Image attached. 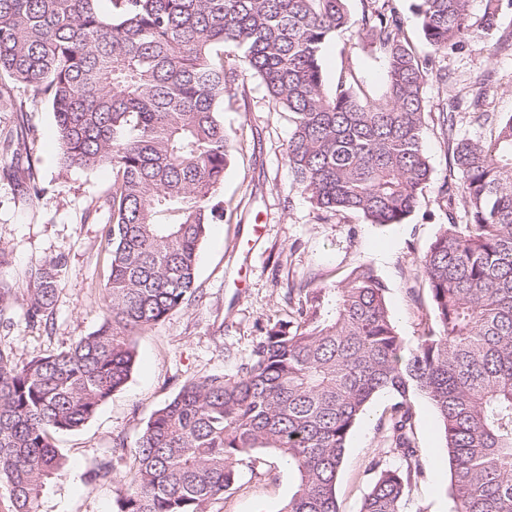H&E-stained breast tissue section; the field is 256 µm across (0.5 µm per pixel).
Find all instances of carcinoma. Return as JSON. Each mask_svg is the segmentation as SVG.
Returning a JSON list of instances; mask_svg holds the SVG:
<instances>
[{
  "instance_id": "obj_1",
  "label": "carcinoma",
  "mask_w": 512,
  "mask_h": 512,
  "mask_svg": "<svg viewBox=\"0 0 512 512\" xmlns=\"http://www.w3.org/2000/svg\"><path fill=\"white\" fill-rule=\"evenodd\" d=\"M101 2L0 0V71L51 104L64 165L112 167L107 318L21 365L0 349V484L11 512H43L47 486L69 467L53 435L92 419L131 375L132 335L195 293L211 201L233 160L221 113L243 87L239 66L289 114L288 169L319 219L353 212L404 224L432 179L427 67L393 0H368L358 20L347 0H107V11ZM471 4L416 0L433 52L490 36L512 0H483L478 19ZM355 24L386 63L379 100L360 94L351 73L325 87L323 47ZM457 108L441 113L450 166L438 204L448 223L419 260L430 321L416 349L405 352L371 268L332 288L289 284L304 299L234 376L188 382L153 412L115 488L117 512H208L260 449L298 473L280 512H339L347 443L383 391L397 395L383 427L403 464L371 461L360 512H404L423 475L419 396L444 431L454 512H512V115L488 139L458 137ZM61 266H30V322L50 326Z\"/></svg>"
}]
</instances>
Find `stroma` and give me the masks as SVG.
<instances>
[{"instance_id": "1", "label": "stroma", "mask_w": 512, "mask_h": 512, "mask_svg": "<svg viewBox=\"0 0 512 512\" xmlns=\"http://www.w3.org/2000/svg\"><path fill=\"white\" fill-rule=\"evenodd\" d=\"M411 3L396 0L407 40L429 59L433 72L449 78L444 85L428 80L424 89V149L433 180L408 222L370 224L353 213L318 220L288 169L286 148L293 130L288 114L276 111L257 77L245 75L241 93L224 105V127L236 151L216 197L224 215L210 225L200 252L197 290L180 312L135 337L137 362L125 386L83 427L55 435L71 467L50 488L47 512H115V485L126 469L116 462L114 440L123 439L126 454H133L151 414L185 383L234 375L266 329L287 320L293 308L288 281L308 279L330 287L356 266H371L388 287L387 306L405 349L416 347L429 315L417 260L448 221L436 201L449 171L439 114L453 97L470 98L480 75L489 78L483 111L495 117L512 113V46L501 42L512 33V8L505 9L496 33L484 42L435 54ZM322 56L328 85L350 71L368 98L382 97L385 62L357 29L333 37ZM54 126L50 103L32 100L23 85H12L10 97L0 99V143L21 132L27 144L17 156L0 151V248L6 251L0 288L8 297L0 311V349L20 364L68 349L106 316L109 258L103 235L111 221L106 197L112 171L66 168L50 138ZM29 166L45 190L38 200L6 175ZM51 259L61 260L63 280L46 327L27 319L25 272L32 262ZM394 400L391 394L375 400L348 442L336 487L339 512H359L375 479L372 459L400 463L387 454L380 424ZM414 408L425 473L405 512H452L442 430L427 401L416 399ZM253 458V466H239L235 485L210 512H280L296 487L297 473L275 450L256 451ZM103 466L110 481H90V473Z\"/></svg>"}]
</instances>
